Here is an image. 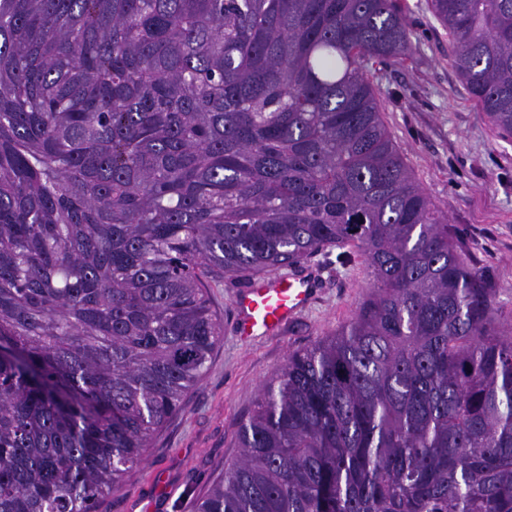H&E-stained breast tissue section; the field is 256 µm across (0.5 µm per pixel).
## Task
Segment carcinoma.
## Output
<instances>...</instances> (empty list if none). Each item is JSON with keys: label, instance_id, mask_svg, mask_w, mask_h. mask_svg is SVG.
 Here are the masks:
<instances>
[{"label": "carcinoma", "instance_id": "obj_1", "mask_svg": "<svg viewBox=\"0 0 512 512\" xmlns=\"http://www.w3.org/2000/svg\"><path fill=\"white\" fill-rule=\"evenodd\" d=\"M512 138V0H426ZM399 0H0V512H97L203 379L204 280L356 250L193 512H512V312L366 76Z\"/></svg>", "mask_w": 512, "mask_h": 512}]
</instances>
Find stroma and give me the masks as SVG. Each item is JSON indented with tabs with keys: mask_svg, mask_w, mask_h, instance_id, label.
Here are the masks:
<instances>
[{
	"mask_svg": "<svg viewBox=\"0 0 512 512\" xmlns=\"http://www.w3.org/2000/svg\"><path fill=\"white\" fill-rule=\"evenodd\" d=\"M414 31L403 64H369L367 75L384 121L420 186L449 223L462 229L469 254L500 284L512 310V139L492 132L451 62L452 42L425 0H401ZM327 282L318 301L281 335L245 345L233 332L237 285L209 283L224 323L209 368L182 408L156 434L145 461L98 512H191L193 500L220 480L238 454V427L255 397L290 353L310 346L350 319L370 291L356 251L313 260Z\"/></svg>",
	"mask_w": 512,
	"mask_h": 512,
	"instance_id": "obj_1",
	"label": "stroma"
}]
</instances>
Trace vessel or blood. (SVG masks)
Wrapping results in <instances>:
<instances>
[{
  "label": "vessel or blood",
  "instance_id": "vessel-or-blood-1",
  "mask_svg": "<svg viewBox=\"0 0 512 512\" xmlns=\"http://www.w3.org/2000/svg\"><path fill=\"white\" fill-rule=\"evenodd\" d=\"M320 294V278L309 269L257 278L233 297L235 334L245 343L280 335Z\"/></svg>",
  "mask_w": 512,
  "mask_h": 512
}]
</instances>
